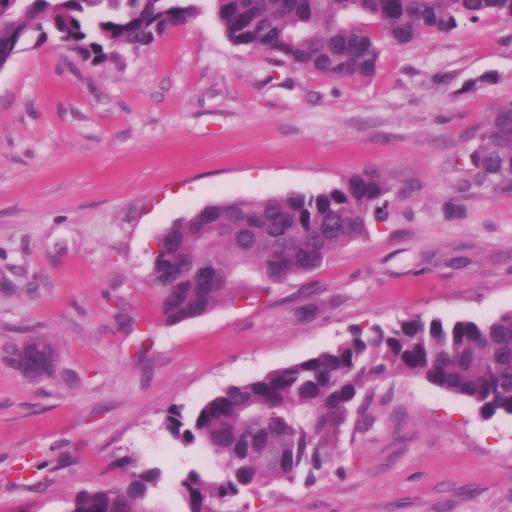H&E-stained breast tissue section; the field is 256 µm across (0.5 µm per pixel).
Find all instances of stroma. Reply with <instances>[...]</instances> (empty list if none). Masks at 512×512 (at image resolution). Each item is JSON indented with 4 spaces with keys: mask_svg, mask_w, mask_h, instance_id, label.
Here are the masks:
<instances>
[{
    "mask_svg": "<svg viewBox=\"0 0 512 512\" xmlns=\"http://www.w3.org/2000/svg\"><path fill=\"white\" fill-rule=\"evenodd\" d=\"M512 99V21L460 23L387 47L366 81L297 71L232 44L210 12L107 66L52 42L0 70V350L49 337L56 376L0 358V512H67L79 489L124 484L183 512L206 453L174 442L225 387L302 360L351 329L414 315L512 310V190L471 189L468 155ZM370 170L393 186L386 222L312 273L178 324L147 279L162 228L216 198L316 193ZM318 311L310 319L298 311ZM336 471L272 484L223 512H512V416L482 418L418 378L375 383Z\"/></svg>",
    "mask_w": 512,
    "mask_h": 512,
    "instance_id": "obj_1",
    "label": "stroma"
}]
</instances>
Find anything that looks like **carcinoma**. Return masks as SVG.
I'll return each mask as SVG.
<instances>
[{
  "mask_svg": "<svg viewBox=\"0 0 512 512\" xmlns=\"http://www.w3.org/2000/svg\"><path fill=\"white\" fill-rule=\"evenodd\" d=\"M206 2L236 45L275 54L295 70L357 82L377 73L385 45L447 35L462 21L512 19V0ZM201 10V0H0V70L21 47L51 36L78 58L107 65L126 51L150 48ZM351 14L373 19L376 29L346 21ZM474 186L512 187L511 100L495 106L469 154L461 190ZM390 189L382 174L368 171L317 193L210 201V213L236 224L225 225L224 237L207 250L205 290L193 287V271L184 264L200 242L194 212H188L163 229L152 254L149 286L164 320L189 321L314 271L385 219L389 207L381 198ZM391 375L419 378L464 398L484 418L512 415V311L489 321L416 315L354 328L312 356L224 388L189 418L171 406L162 428L185 447L208 453V469H190L179 482L184 512H213L218 501L267 485H311L330 475L349 420L368 416L369 384ZM127 465L133 469L129 483L79 490L68 512H164L149 501L161 471L135 457Z\"/></svg>",
  "mask_w": 512,
  "mask_h": 512,
  "instance_id": "carcinoma-1",
  "label": "carcinoma"
}]
</instances>
